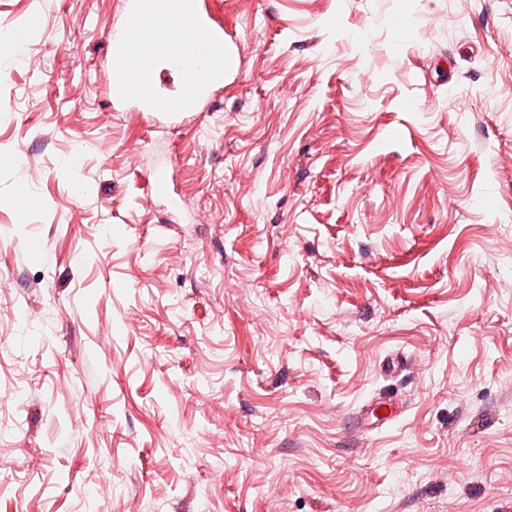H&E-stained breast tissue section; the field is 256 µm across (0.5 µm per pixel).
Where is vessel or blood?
Returning a JSON list of instances; mask_svg holds the SVG:
<instances>
[{
	"instance_id": "b4317fda",
	"label": "vessel or blood",
	"mask_w": 512,
	"mask_h": 512,
	"mask_svg": "<svg viewBox=\"0 0 512 512\" xmlns=\"http://www.w3.org/2000/svg\"><path fill=\"white\" fill-rule=\"evenodd\" d=\"M126 19L107 33L110 69L108 97L117 105H131L153 121L189 123L226 72L237 71L232 56L236 37L224 25L209 0H125ZM190 26L206 43V60H184L154 39L152 29ZM176 72L181 86L176 95L154 88V63Z\"/></svg>"
}]
</instances>
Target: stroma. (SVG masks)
Returning <instances> with one entry per match:
<instances>
[{"instance_id":"35a3bbf8","label":"stroma","mask_w":512,"mask_h":512,"mask_svg":"<svg viewBox=\"0 0 512 512\" xmlns=\"http://www.w3.org/2000/svg\"><path fill=\"white\" fill-rule=\"evenodd\" d=\"M215 7L174 127L0 0V512H512V0Z\"/></svg>"}]
</instances>
